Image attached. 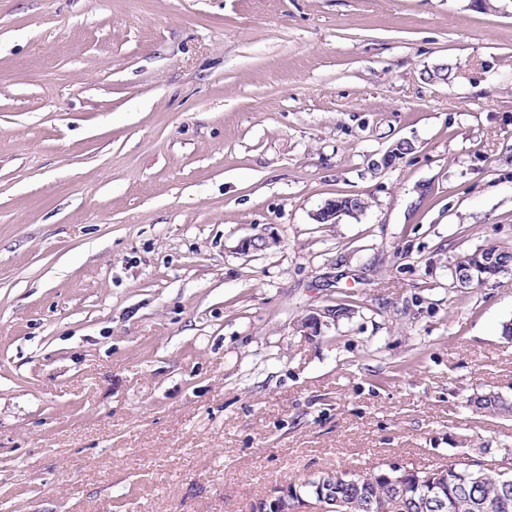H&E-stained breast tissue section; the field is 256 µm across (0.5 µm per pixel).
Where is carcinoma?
Listing matches in <instances>:
<instances>
[{"mask_svg":"<svg viewBox=\"0 0 512 512\" xmlns=\"http://www.w3.org/2000/svg\"><path fill=\"white\" fill-rule=\"evenodd\" d=\"M468 406L484 416L512 415V401L504 400L499 394L488 391L469 397ZM457 463L441 468L439 494L448 503L446 512H512V486L502 485L500 476L494 473L484 475L476 485L462 487L458 478ZM381 469L365 472L354 484L336 479V493L356 501L357 512H436L434 508L422 507V499L428 489L417 485L413 476L404 479L403 485L392 490L381 478Z\"/></svg>","mask_w":512,"mask_h":512,"instance_id":"carcinoma-1","label":"carcinoma"}]
</instances>
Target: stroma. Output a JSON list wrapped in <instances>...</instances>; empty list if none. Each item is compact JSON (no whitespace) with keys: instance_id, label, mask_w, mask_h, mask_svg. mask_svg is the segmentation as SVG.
Wrapping results in <instances>:
<instances>
[{"instance_id":"stroma-1","label":"stroma","mask_w":512,"mask_h":512,"mask_svg":"<svg viewBox=\"0 0 512 512\" xmlns=\"http://www.w3.org/2000/svg\"><path fill=\"white\" fill-rule=\"evenodd\" d=\"M488 245L512 0H0V512L512 464V417L466 404L512 399V273L452 278ZM336 309L343 310L344 307L334 308L327 307L322 310L308 315L303 322H301V328H304L305 332L310 336H319L322 333V327L328 326L331 322L336 323ZM468 406L484 416H506L512 415V401L508 402L499 396V393L488 391L467 400Z\"/></svg>"}]
</instances>
